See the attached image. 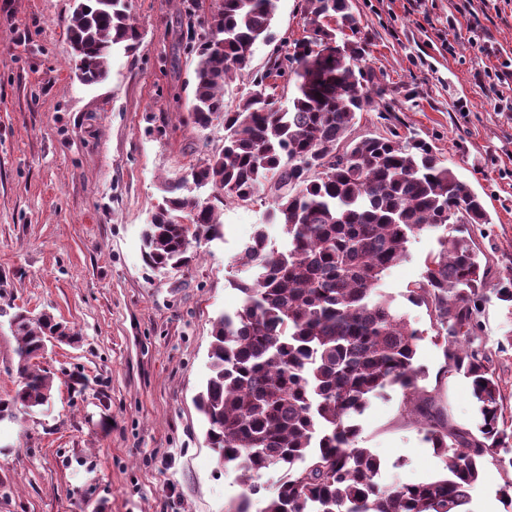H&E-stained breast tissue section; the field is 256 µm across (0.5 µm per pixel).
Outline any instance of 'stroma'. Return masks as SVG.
Returning <instances> with one entry per match:
<instances>
[{"label":"stroma","instance_id":"35a3bbf8","mask_svg":"<svg viewBox=\"0 0 512 512\" xmlns=\"http://www.w3.org/2000/svg\"><path fill=\"white\" fill-rule=\"evenodd\" d=\"M194 2L129 0L140 42L113 50L106 78L88 86L70 61L73 0H0V400L17 384L15 311L51 313L78 334L37 360L54 380L48 407L0 422V512H229L243 491L239 471L209 448L194 398L213 321L240 301L237 258L260 227L282 245V227L268 223L267 199L228 201L223 239L201 242L193 264L157 271L143 258L165 183L224 143L221 124L190 121ZM351 2L371 42L366 65L390 89L389 107L363 113L353 136L394 126L434 144L491 214L476 231L490 287H511L512 109L497 105L485 74L512 57V0H474L475 18L456 14L461 0ZM308 30L305 0H276L273 40L256 44L251 70ZM438 236L413 237L380 284L425 332V308L404 293ZM480 321L512 416V302L490 298ZM417 362L429 394L472 425L469 382L444 374L441 349L422 340ZM359 422L361 446L383 461L379 483L442 471L400 392L372 401Z\"/></svg>","mask_w":512,"mask_h":512}]
</instances>
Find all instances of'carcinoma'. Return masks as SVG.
Wrapping results in <instances>:
<instances>
[{
    "label": "carcinoma",
    "instance_id": "1",
    "mask_svg": "<svg viewBox=\"0 0 512 512\" xmlns=\"http://www.w3.org/2000/svg\"><path fill=\"white\" fill-rule=\"evenodd\" d=\"M274 10L275 0H215L201 22L190 117L200 129L221 118L224 148L165 185L142 232L148 266L181 268L195 259L192 243L223 238L224 202L268 195L269 220L286 235L275 249L260 228L239 257L256 274L231 281L241 305L213 323L209 376L195 399L209 447L242 471L235 512H249L259 494L263 512H475L472 490L493 470L512 507V432L497 352L480 336L489 265L473 228L491 223L484 201L423 138L404 140L395 128L350 137L357 114L387 95L365 67L367 38L336 43L338 31L358 33L351 0H307L309 36L271 67L294 96L286 107L269 98L265 76L252 75L249 63L256 43L271 40ZM67 35L85 85L106 76L113 48L133 50L140 39L128 0H78ZM236 80L252 91L228 104L225 89ZM190 182L212 194L185 193ZM439 227L446 234L406 297L425 307L445 373L469 380L479 414L473 428L453 422L420 387L422 333L379 291L411 237ZM10 325L18 385L0 401V415L12 418L16 407L49 404L52 379L34 359L49 339L71 344L76 333L25 310ZM393 390L442 459L433 478L383 485L379 456L359 446L358 417ZM275 468L283 470L275 485L259 482Z\"/></svg>",
    "mask_w": 512,
    "mask_h": 512
}]
</instances>
